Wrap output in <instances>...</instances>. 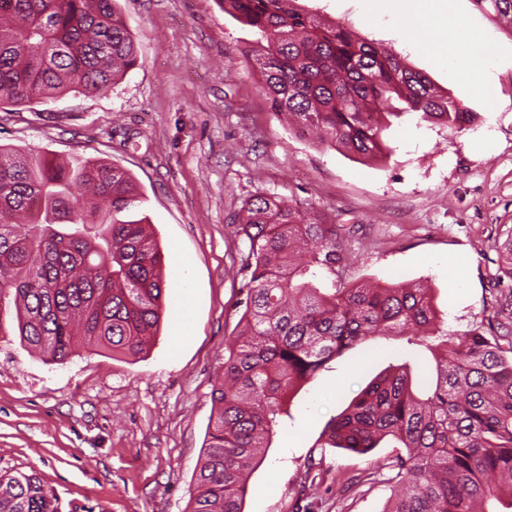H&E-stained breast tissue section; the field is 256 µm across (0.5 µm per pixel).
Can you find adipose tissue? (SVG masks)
Masks as SVG:
<instances>
[{"label": "adipose tissue", "instance_id": "obj_1", "mask_svg": "<svg viewBox=\"0 0 512 512\" xmlns=\"http://www.w3.org/2000/svg\"><path fill=\"white\" fill-rule=\"evenodd\" d=\"M389 20L398 25L401 40L413 49L431 51L447 29L443 14L418 7L417 0H385ZM456 40L448 51V66L474 73L485 72L491 64L490 51L465 26L454 28Z\"/></svg>", "mask_w": 512, "mask_h": 512}]
</instances>
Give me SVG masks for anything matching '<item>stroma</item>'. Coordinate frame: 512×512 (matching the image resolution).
<instances>
[{
  "label": "stroma",
  "mask_w": 512,
  "mask_h": 512,
  "mask_svg": "<svg viewBox=\"0 0 512 512\" xmlns=\"http://www.w3.org/2000/svg\"><path fill=\"white\" fill-rule=\"evenodd\" d=\"M494 56L491 74L452 77L447 44L421 54L393 25L359 18V0H298L397 54L480 117L462 131L407 115L368 161L314 143L274 113L241 47L256 32L216 0H118L137 65L105 93L0 108V144L123 168L166 256L167 311L136 356L79 346L44 363L0 338V467L36 472L63 512H190L211 393L243 308L236 232L261 193L313 204L345 227L347 281H417L449 330L479 327L512 349V280L501 246L512 229V18L447 0ZM408 364L431 388L435 361L403 336H374L329 362L295 396L247 476L243 512H385L401 452L385 439L360 455L321 447L331 417L379 372Z\"/></svg>",
  "instance_id": "obj_1"
}]
</instances>
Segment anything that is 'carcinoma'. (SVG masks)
I'll return each instance as SVG.
<instances>
[{"mask_svg": "<svg viewBox=\"0 0 512 512\" xmlns=\"http://www.w3.org/2000/svg\"><path fill=\"white\" fill-rule=\"evenodd\" d=\"M261 38L253 57L272 111L321 144L366 159L386 156L390 119L462 130L477 113L342 24H324L296 0H217ZM512 16V0H473ZM137 63L115 0H0V106L71 92L107 91ZM139 201L126 171L75 164L0 144V336H17L63 364L75 337L142 353L160 326L165 254L145 218L119 219ZM248 242L246 298L224 355L215 413L191 512H242L246 477L288 404L336 355L372 336H410L435 353L422 394L408 365L371 380L326 425L321 447L365 454L391 438L400 491L384 512H512V358L478 328L439 326L431 289L417 284L320 288L350 256L340 226L313 205L271 194L237 217ZM0 512H62L36 472L0 468Z\"/></svg>", "mask_w": 512, "mask_h": 512, "instance_id": "1", "label": "carcinoma"}]
</instances>
